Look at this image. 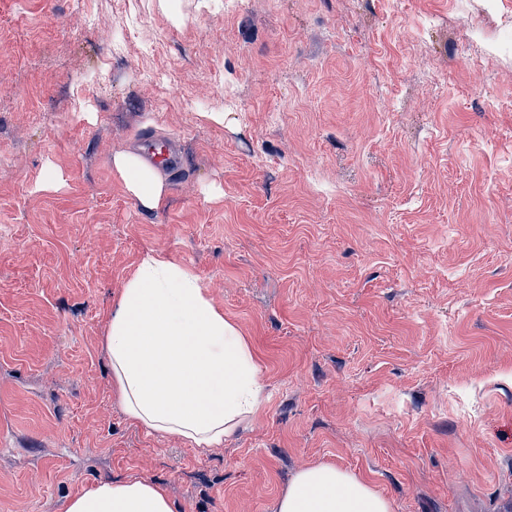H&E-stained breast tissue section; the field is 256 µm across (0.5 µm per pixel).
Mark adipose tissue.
I'll return each mask as SVG.
<instances>
[{
    "label": "adipose tissue",
    "mask_w": 512,
    "mask_h": 512,
    "mask_svg": "<svg viewBox=\"0 0 512 512\" xmlns=\"http://www.w3.org/2000/svg\"><path fill=\"white\" fill-rule=\"evenodd\" d=\"M112 172L138 206L160 211L161 172L140 153L112 158ZM106 347L126 417L199 449L223 443L263 403L261 369L239 327L206 298L184 265L148 251L113 308ZM64 512H174L165 489L144 479L100 481ZM276 512H393L362 476L321 462L292 476Z\"/></svg>",
    "instance_id": "ef3b65f1"
}]
</instances>
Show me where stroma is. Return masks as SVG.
I'll use <instances>...</instances> for the list:
<instances>
[{
	"label": "stroma",
	"mask_w": 512,
	"mask_h": 512,
	"mask_svg": "<svg viewBox=\"0 0 512 512\" xmlns=\"http://www.w3.org/2000/svg\"><path fill=\"white\" fill-rule=\"evenodd\" d=\"M166 138L147 213L112 157ZM150 250L261 369L204 451L112 389ZM319 462L393 512H512V0H0V512L132 478L275 512Z\"/></svg>",
	"instance_id": "obj_1"
}]
</instances>
